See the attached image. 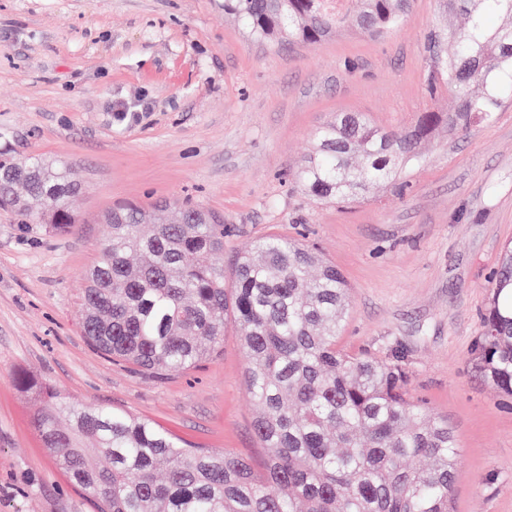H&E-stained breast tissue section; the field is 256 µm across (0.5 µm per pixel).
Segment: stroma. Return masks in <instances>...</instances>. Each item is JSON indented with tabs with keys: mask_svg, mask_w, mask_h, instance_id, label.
<instances>
[{
	"mask_svg": "<svg viewBox=\"0 0 512 512\" xmlns=\"http://www.w3.org/2000/svg\"><path fill=\"white\" fill-rule=\"evenodd\" d=\"M464 24L414 0L369 37L255 39L224 0H0V159L66 161L82 185L63 233L0 208V512H96L37 436L25 371L75 406L123 409L262 466L247 354L228 330L182 374L112 363L79 326L81 290L114 205H197L223 219L224 256L278 234L314 245L350 285L341 348L398 363L408 395L458 444L454 512H512V395L472 348L512 243V90L490 122L438 132L402 172L350 204L314 202L292 174L339 112L398 131L447 112L429 43Z\"/></svg>",
	"mask_w": 512,
	"mask_h": 512,
	"instance_id": "35a3bbf8",
	"label": "stroma"
}]
</instances>
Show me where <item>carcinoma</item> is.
I'll return each mask as SVG.
<instances>
[{
	"label": "carcinoma",
	"instance_id": "carcinoma-1",
	"mask_svg": "<svg viewBox=\"0 0 512 512\" xmlns=\"http://www.w3.org/2000/svg\"><path fill=\"white\" fill-rule=\"evenodd\" d=\"M224 0L259 39L315 42L347 26L376 37L399 25L412 0ZM465 16L440 39L430 89L456 101L401 132L338 113L294 173L307 196L362 199L396 180L437 130L465 135L500 106L512 78V0H439ZM505 18L486 25L484 6ZM81 183L37 155L0 160V205L63 232ZM167 206L112 207L110 230L85 276L80 303L88 343L141 371L182 373L214 353L228 324L248 353L246 384L259 414L263 468L232 452L196 448L156 423L115 408L72 409L25 373L17 386L41 399L34 429L56 466L97 512H452L458 453L448 421L407 396L401 369L338 347L349 307L341 271L314 248L277 234L255 240L224 274V224L198 207L176 222ZM481 369L512 395V246L491 286ZM67 413L68 429L60 426ZM102 457L106 466L96 459Z\"/></svg>",
	"mask_w": 512,
	"mask_h": 512
}]
</instances>
